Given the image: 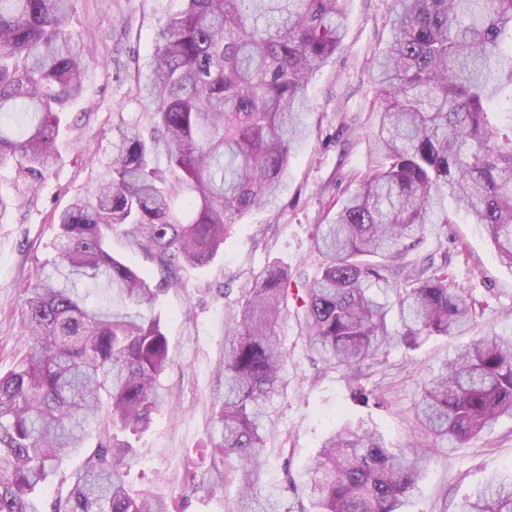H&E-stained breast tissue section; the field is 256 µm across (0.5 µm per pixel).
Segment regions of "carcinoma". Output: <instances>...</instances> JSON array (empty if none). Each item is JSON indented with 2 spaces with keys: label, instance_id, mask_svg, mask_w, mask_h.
<instances>
[{
  "label": "carcinoma",
  "instance_id": "carcinoma-1",
  "mask_svg": "<svg viewBox=\"0 0 512 512\" xmlns=\"http://www.w3.org/2000/svg\"><path fill=\"white\" fill-rule=\"evenodd\" d=\"M78 2L0 0V162H15L32 185L57 160L61 114L82 95L87 64L66 28ZM348 2L185 0L161 25L137 87L149 127L112 126L108 177L59 213V260L23 289L27 350L0 373V512H178L129 491L136 449L120 438L148 430L169 404V341L153 304L176 284V268L211 263L231 226L275 199L309 134V78L340 49ZM397 2L374 64L379 168L318 225L317 274L267 266L225 328L210 475L224 485V458L236 457L239 491L261 512L268 408L288 385L275 331L288 300L321 360L354 374L384 346L474 322L448 262L412 275L393 264L426 230L454 223L452 212L482 225L512 268V0ZM122 226L160 279L109 250ZM82 282L102 285L110 303L88 308ZM391 304L400 333L386 325ZM416 416L453 448L512 418V338L457 352L425 385ZM94 426L103 437L92 448ZM80 455L66 490L45 505L43 487ZM422 461L416 449L392 451L375 428H344L321 442L307 482L289 489L307 493L311 512H402ZM467 512H512V472L491 477Z\"/></svg>",
  "mask_w": 512,
  "mask_h": 512
}]
</instances>
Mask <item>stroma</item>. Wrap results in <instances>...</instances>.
I'll return each instance as SVG.
<instances>
[{
    "label": "stroma",
    "mask_w": 512,
    "mask_h": 512,
    "mask_svg": "<svg viewBox=\"0 0 512 512\" xmlns=\"http://www.w3.org/2000/svg\"><path fill=\"white\" fill-rule=\"evenodd\" d=\"M395 6V0H350L343 45L309 83L312 134L293 153L275 204L245 215L210 265L182 268L178 287L159 296L154 312L173 357L163 379L172 403L155 415L146 432L131 438L138 450L129 473L133 491L163 500L184 493L182 512H236L241 496L235 481L195 491L185 481L186 459L206 442L213 401L224 389L219 374L224 331L253 278L267 265L314 274L320 262L311 250L317 225L350 184L378 167L372 139L378 100L370 61L390 39ZM182 7V0L78 2L70 27L84 46L89 68L83 98L63 116L59 157L33 187L18 177L14 162L0 163V193L16 199L0 219L1 372L25 351L22 289L58 258L57 214L107 176L113 124L148 123L135 99L137 80L147 70L158 28ZM429 258L447 262L454 284L472 294L475 322L459 336L383 349L363 364L361 381L323 364L310 350L294 308L284 312L276 330L287 356L288 388L270 408L275 427L266 439L262 490L278 512H307V500L294 496L288 483L303 482L323 438L347 422L376 427L393 450L426 449L423 479L405 512H465L488 477L512 470L511 418L463 447L448 448L426 439L414 416L424 383L457 349L483 336H512V269L500 263L482 226L461 213L453 223L426 232L398 262L411 269ZM358 386L382 396L384 407L354 400Z\"/></svg>",
    "instance_id": "35a3bbf8"
}]
</instances>
